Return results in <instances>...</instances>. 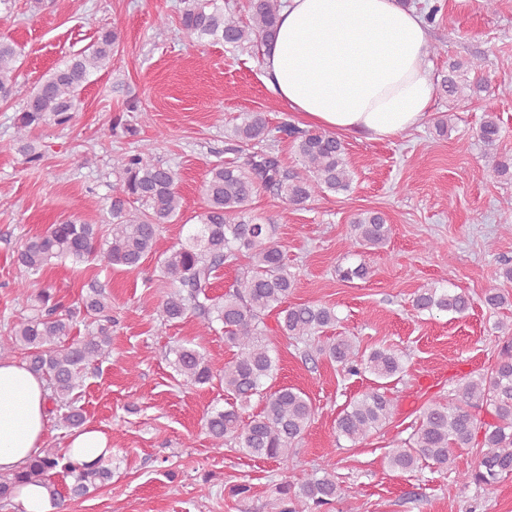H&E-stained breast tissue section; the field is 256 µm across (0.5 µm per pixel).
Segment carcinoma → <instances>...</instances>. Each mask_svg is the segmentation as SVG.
Listing matches in <instances>:
<instances>
[{"instance_id":"cac0c4a2","label":"carcinoma","mask_w":512,"mask_h":512,"mask_svg":"<svg viewBox=\"0 0 512 512\" xmlns=\"http://www.w3.org/2000/svg\"><path fill=\"white\" fill-rule=\"evenodd\" d=\"M280 0H250L251 23L244 25L232 13L224 12L218 0H184L179 31L190 42L222 41L243 47L266 44L275 35ZM119 42L117 31L103 28L96 41L57 66L26 95L14 121L18 150L34 160L30 141L34 129L48 123L66 125L78 110L79 95L90 76L106 68ZM482 69V62H453L442 75L440 88L448 99L469 100L486 89L483 79H460L463 66ZM21 66L17 44L0 38V99L10 97ZM271 130L259 113L248 115L235 127L240 142L263 141ZM288 135L300 156L306 174L300 176L284 168L270 151L247 155L243 162L215 163L207 172L203 191L206 207L199 215V229L187 242L173 245L161 254L159 269L172 288L158 308L159 326L195 317L199 340L222 325L224 341L235 349L224 363V408H212L204 427L212 446L221 450L235 446L243 454L279 465L283 480L278 484L281 500L290 504L282 512H318L342 499L335 474L326 467L302 469L296 460V445L315 418V407L307 395L291 386L266 385L274 378L278 360L267 342L265 317L277 311L283 336L297 343L313 344L316 351L336 362L347 376L365 372L382 380L361 397L350 401L337 414L336 435L356 443L376 433L390 420L395 397L386 383L404 373L402 356L387 348L366 353L346 336H326L325 329L337 321L331 307L315 303H288L295 275L288 270L278 226L245 217L246 207L260 187H273L291 205H301L325 192H346L351 172L343 142L325 131L288 127ZM477 140L489 155V172L498 181H512V157L495 153L502 137L500 119L486 112L476 129ZM150 148L120 158L119 175L112 183L110 213L112 224L106 238L94 224L77 219L51 224L40 235L30 237L17 251L23 269L15 283L17 299L29 300L31 276L45 267L67 260L81 264L101 258L109 265L136 268L155 252L162 225L179 217L182 197L175 169L149 158ZM144 210L131 214L123 205L129 200ZM391 227L378 211H363L351 220L350 245L379 249L389 238ZM249 259L246 270L222 296L209 293L211 280L224 266H236ZM32 314H19L0 336V358L25 352L29 368L44 376L52 402L50 412L58 413L67 428L86 422L76 405L74 391L82 386L86 370L110 354L112 319L78 340H67L77 317L103 314L110 309V295L93 281L75 307H66L43 289L36 295ZM482 302L493 310L512 306V295L497 287L485 291ZM472 298L464 292L443 288H421L413 298L418 312H447L461 315L469 310ZM174 371L188 385H204L214 378L205 347L190 340L170 349ZM261 398L259 412L244 417L252 397ZM491 419L480 417L481 411ZM477 448L475 465L461 473L464 484L493 486L512 475V345L506 344L492 367L464 379L448 399L433 400L422 407L411 437L391 449L390 469L413 470L421 462L440 469L452 464L453 449ZM70 479L61 492L54 477ZM112 480L109 461L88 466L66 458L60 449H41L13 475L0 474V507L13 503L12 492L24 481H38L49 488L52 504L58 508L65 499H80Z\"/></svg>"}]
</instances>
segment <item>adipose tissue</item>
<instances>
[{
  "instance_id": "1",
  "label": "adipose tissue",
  "mask_w": 512,
  "mask_h": 512,
  "mask_svg": "<svg viewBox=\"0 0 512 512\" xmlns=\"http://www.w3.org/2000/svg\"><path fill=\"white\" fill-rule=\"evenodd\" d=\"M263 49L265 80L304 126L388 140L422 123L434 98L429 31L401 0H282ZM48 390L25 362L0 359V474L44 445Z\"/></svg>"
}]
</instances>
